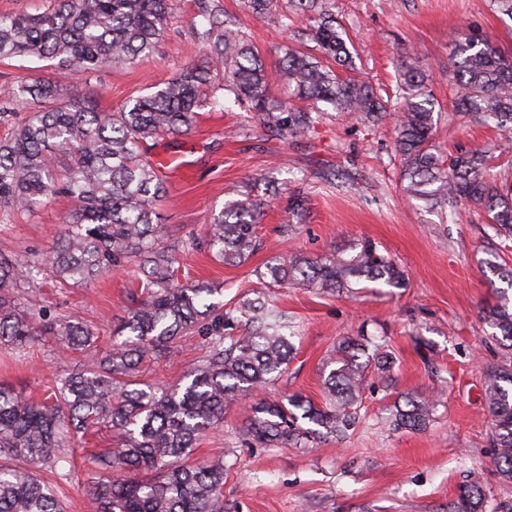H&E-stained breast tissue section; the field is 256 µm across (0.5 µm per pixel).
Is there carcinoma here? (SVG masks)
<instances>
[{
	"label": "carcinoma",
	"mask_w": 512,
	"mask_h": 512,
	"mask_svg": "<svg viewBox=\"0 0 512 512\" xmlns=\"http://www.w3.org/2000/svg\"><path fill=\"white\" fill-rule=\"evenodd\" d=\"M257 18L287 30L301 21L312 51L282 48L279 79L284 103L272 97L265 68L244 32L224 11L200 3L195 41L209 65H189L154 92L100 112L88 99L70 97V82L88 73L152 56L171 14V0H48L36 14H0V58L31 56L53 62V78L24 79L7 89L29 115L0 112L10 132L0 138V208L34 212L55 195L73 201L66 228L42 257L0 254V348L22 350L52 336L64 352H81L89 364L58 380L48 396L32 401L0 386V512H64L56 485L43 473L65 471L68 448L79 434L112 430V447L89 453L100 473L88 486L99 512H224V459L189 464L197 442L224 424V408L286 373L296 332L272 299H246L236 311L213 301L221 289L176 284L178 249L162 240L155 201L164 191L150 142L184 136L213 89L254 113L260 128L280 138L311 129L327 107L357 120L384 117L381 96L345 72L353 55L324 0H243ZM222 81L214 82L216 75ZM454 102L476 125L512 130V53L467 38L448 58ZM428 75L417 58L401 64L390 113L409 199L436 205L474 204L498 236L512 237V184H495L476 152L448 160L431 144L434 104ZM222 95H216V92ZM265 202L245 192L212 215L209 245L226 266L246 262L258 249L255 232ZM307 199L288 198V213L306 218ZM136 267V307L112 332L101 355L95 328L73 316L47 318L24 302L46 267L63 281L93 280L129 264ZM486 269L512 286V265L489 259ZM265 288L295 286L350 294L373 283L406 287L405 271L367 240H353L327 255L270 257L260 273ZM503 360L488 367L481 397L490 416L496 471L512 483V296L485 311ZM207 338L206 360L174 388L140 387L143 359L168 354L177 340ZM392 353L375 339L345 336L323 363V404L299 393L251 405L246 435L266 447H305L317 438L343 440L359 424L358 404L368 371L383 379ZM429 395L406 393L389 409L395 430L422 431L434 421ZM454 512H484L481 482L461 487Z\"/></svg>",
	"instance_id": "carcinoma-1"
}]
</instances>
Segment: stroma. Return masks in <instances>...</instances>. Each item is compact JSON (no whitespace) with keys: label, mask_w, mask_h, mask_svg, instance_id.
Wrapping results in <instances>:
<instances>
[{"label":"stroma","mask_w":512,"mask_h":512,"mask_svg":"<svg viewBox=\"0 0 512 512\" xmlns=\"http://www.w3.org/2000/svg\"><path fill=\"white\" fill-rule=\"evenodd\" d=\"M236 19L264 63L271 93L288 97L277 78L282 45L299 46L296 32L275 29L245 11L241 0H212ZM347 43L357 52L356 79L377 93L394 95L406 57L420 59L438 118L432 142L442 155L485 151L498 181L512 182V132L471 125L456 112L448 89V57L458 33L512 46V17L497 0H330ZM195 0H173L172 15L157 52L136 65H118L74 80V98L93 96L110 112L148 94L190 64L207 65L208 53L193 37ZM392 119L363 122L334 112L314 128L284 140L263 133L253 113L233 101L203 108L196 126L160 146L181 154L196 145L190 166L168 182L157 202L169 243L195 237L179 252L174 279L181 284H223L226 307L261 290L257 273L285 252L319 255L348 240L368 239L407 272L401 289L362 288L353 295H319L304 288H278L274 298L299 327L285 375L267 395L302 393L323 398L321 365L342 336L365 333L384 341L397 360L390 385L368 377L360 422L344 441L321 439L305 448H263L249 441V402L224 411V426L205 436L199 460L224 458V512H451L459 489L480 473L485 512H512V483L502 482L489 442L490 417L480 397L487 365L502 352L492 340L484 311L499 296L482 270L487 252L512 262V240L494 235L484 212L473 205L444 215L409 200L402 190ZM248 189L266 206L256 226L260 250L237 267L217 261L206 244L213 213ZM308 199L306 219L285 232L287 196ZM72 209L54 197L37 213L0 210V253L45 255ZM137 288L133 269L113 271L85 283L44 279L29 304L70 314L96 325L100 347L126 314ZM207 355L202 336L176 343L166 357H149L140 378L180 382ZM86 359L63 353L48 336L16 353L0 349V385L37 398ZM407 392L436 395V419L424 431H394L386 409ZM75 467L60 481L66 512H98L87 492L96 471L86 445L73 442Z\"/></svg>","instance_id":"obj_1"}]
</instances>
